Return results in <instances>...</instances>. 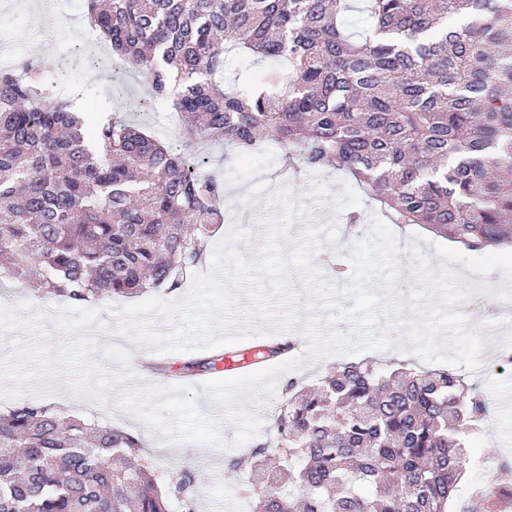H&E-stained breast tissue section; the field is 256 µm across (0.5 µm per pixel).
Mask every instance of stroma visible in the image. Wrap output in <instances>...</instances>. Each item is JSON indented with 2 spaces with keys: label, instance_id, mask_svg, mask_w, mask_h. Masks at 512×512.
I'll return each instance as SVG.
<instances>
[{
  "label": "stroma",
  "instance_id": "1",
  "mask_svg": "<svg viewBox=\"0 0 512 512\" xmlns=\"http://www.w3.org/2000/svg\"><path fill=\"white\" fill-rule=\"evenodd\" d=\"M0 39L13 42L16 53L36 56L82 110L128 113L130 120L163 145L175 144L176 137L167 125L170 105L152 97L142 76L130 69L117 75L111 65L93 66L76 54V46L97 39L86 22L85 0H0ZM204 171L223 181L228 208L241 212L240 226L253 237L241 247L247 256L253 253L254 240L262 236L265 221L277 214L268 202L270 186H291L303 213L290 224L288 236L298 238L310 226L322 231L335 228L344 275L334 278L327 268L322 274L341 286L352 271L348 256L353 246L369 236L374 219L385 216L380 205L370 202L364 189L343 172L323 168L284 178L279 150L272 144L246 159L216 146ZM353 211L360 214V224H348L347 215ZM396 237L400 247L396 262L404 277L398 297L404 301L415 285L409 246L419 243L432 268H439L441 259L433 248L437 237L429 231L412 226ZM118 303L112 297L74 305L40 296L26 285L1 284L0 411L29 401L55 403L84 421L126 429L139 438L143 455L157 470L188 468L195 472L196 512H253L252 502L240 490L239 478L225 467L227 458L246 453L248 447L232 446L234 424L210 394L203 392L209 374L186 369L195 352L156 353V360L171 363L172 376L139 373L130 362L143 355V348L126 338L109 347L102 343V334L116 331L112 308ZM464 377L477 396L487 401L488 415L467 434L477 466L466 470L460 486L487 489L499 483L501 465L512 453V365L498 369L485 362ZM146 384L189 388L198 410L217 424L225 447L171 442L166 449L156 448V432L115 405L122 389Z\"/></svg>",
  "mask_w": 512,
  "mask_h": 512
}]
</instances>
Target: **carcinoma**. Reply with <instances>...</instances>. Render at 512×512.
I'll list each match as a JSON object with an SVG mask.
<instances>
[{
  "label": "carcinoma",
  "instance_id": "obj_1",
  "mask_svg": "<svg viewBox=\"0 0 512 512\" xmlns=\"http://www.w3.org/2000/svg\"><path fill=\"white\" fill-rule=\"evenodd\" d=\"M87 0L91 25L153 97L188 119L161 145L118 114L80 117L35 64L0 71V275L83 304L181 288L199 240L223 223L224 183L198 171L222 142L262 140L309 168L359 181L400 226L481 251L512 240V0ZM273 61L223 87L224 51ZM290 338L262 343L260 363ZM485 413L446 369L345 363L307 389L288 382L261 442L227 468L255 512H463L466 427ZM140 440L51 403L0 412V512H195V473L152 471ZM367 2L365 0H352L350 8L345 13V22L353 35H361L367 29Z\"/></svg>",
  "mask_w": 512,
  "mask_h": 512
}]
</instances>
